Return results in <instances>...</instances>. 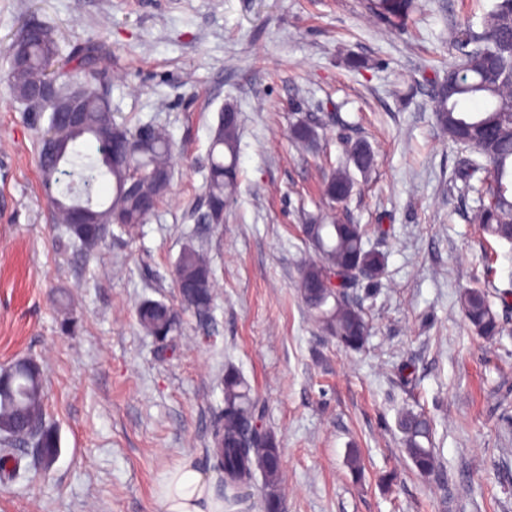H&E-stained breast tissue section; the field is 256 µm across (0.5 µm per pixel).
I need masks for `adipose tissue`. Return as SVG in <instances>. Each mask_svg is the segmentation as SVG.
Segmentation results:
<instances>
[{
    "label": "adipose tissue",
    "mask_w": 512,
    "mask_h": 512,
    "mask_svg": "<svg viewBox=\"0 0 512 512\" xmlns=\"http://www.w3.org/2000/svg\"><path fill=\"white\" fill-rule=\"evenodd\" d=\"M159 502L163 512H220L204 474L189 460L170 471Z\"/></svg>",
    "instance_id": "adipose-tissue-1"
}]
</instances>
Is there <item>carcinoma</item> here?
<instances>
[{"label": "carcinoma", "mask_w": 512, "mask_h": 512, "mask_svg": "<svg viewBox=\"0 0 512 512\" xmlns=\"http://www.w3.org/2000/svg\"><path fill=\"white\" fill-rule=\"evenodd\" d=\"M374 16L392 27L404 24L413 9V0H368ZM458 61L448 65V77L434 82L433 102L437 122L448 141L468 152L457 170L458 177L478 194L479 205L471 222L499 241L512 243V0H494L484 13L481 28L467 25L457 32ZM98 47L89 44L73 56L74 71H85L95 62ZM58 48L49 35L33 37L26 44L24 65L10 64L7 81L14 96L27 99L31 86L50 76ZM96 74L84 75L74 90L80 92L83 126L73 127L64 112H50L47 132L57 140L55 160H39L43 186L53 204L57 222L84 250L95 249L112 227L132 232L156 209L166 196L157 176L172 177L173 144L161 129L140 125L134 129L117 122L108 101L91 87ZM479 99L482 108L468 112L463 103ZM292 138L303 144L316 139L315 127L294 126ZM91 140L96 155H86L79 145ZM119 140L128 149L126 163L110 162L112 142ZM141 172L135 188H129L126 166ZM375 165V155L364 141L349 145L348 164L328 176L324 194L332 203L344 202L353 192L351 169L365 175ZM238 175V120L219 116L210 146L208 175L204 187L207 211L203 222L214 223L233 196ZM109 177L114 195L108 203L94 200L97 181ZM78 203L90 204L94 224L71 223L70 212ZM302 232L314 256L300 267L297 288L307 309L324 324L330 335L351 349L364 346L370 334L369 323L350 290L360 274L378 278L385 268L384 255L366 247V231L332 211L309 218ZM175 281L180 286L182 306L199 318L210 316L215 280L208 253L188 241L176 264ZM198 287L187 288L185 284ZM470 328L487 341L502 332L498 314L486 293L479 288L466 290L460 297ZM141 327L154 335L173 336L179 332L178 312L164 302L148 300L137 310ZM6 386L0 388V443L8 450L0 455V478L12 480L20 471L23 456L11 451L18 444H33L46 469L55 461L59 437L47 422L44 385L39 365L32 360L17 362L0 375ZM260 406L244 380L235 372L224 375V408L212 432L213 468L224 477V497L244 500L254 489V473L264 477L265 512H280L279 487L282 480L281 453L275 437L261 425ZM399 428L405 453L417 471L429 475L437 469L430 448L432 424L425 413L406 411Z\"/></svg>", "instance_id": "obj_1"}]
</instances>
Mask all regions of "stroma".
<instances>
[{
  "mask_svg": "<svg viewBox=\"0 0 512 512\" xmlns=\"http://www.w3.org/2000/svg\"><path fill=\"white\" fill-rule=\"evenodd\" d=\"M491 3L417 0L390 27L366 0H0V369L40 363L60 439L50 469L29 455L0 480V512H162L164 480L188 457L219 491L207 450L230 368L279 442L285 512H512V303L498 297L512 290V245L471 223L477 196L456 176L464 152L438 126L431 86L456 56L453 25L479 26ZM35 23L60 60L97 44L116 120L160 127L175 146L156 210L90 254L42 193L48 115L6 79L8 45ZM229 105L239 187L223 223L206 224L211 130ZM301 122L316 126L314 146L293 143ZM361 139L376 163L340 211L386 264L352 292L371 325L352 351L309 316L297 281L304 217ZM189 241L210 257L214 309L183 313L163 341L136 310L179 306L173 269ZM470 288L498 313L496 340L466 326ZM408 409L434 423L426 477L403 450Z\"/></svg>",
  "mask_w": 512,
  "mask_h": 512,
  "instance_id": "1",
  "label": "stroma"
}]
</instances>
